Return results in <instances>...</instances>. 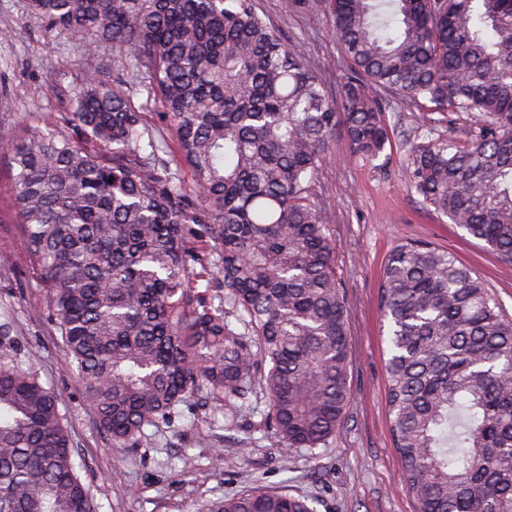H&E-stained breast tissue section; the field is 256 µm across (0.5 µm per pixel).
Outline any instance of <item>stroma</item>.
Segmentation results:
<instances>
[{"mask_svg":"<svg viewBox=\"0 0 512 512\" xmlns=\"http://www.w3.org/2000/svg\"><path fill=\"white\" fill-rule=\"evenodd\" d=\"M261 12L286 40L299 42L328 94L338 96L350 74L324 0H258ZM111 80L112 48L85 56L79 39L50 36L29 0H0V134L56 127L63 101L87 73ZM389 141L383 160L351 159L336 130L331 156L313 191L326 209L336 242V267L349 308L351 394L344 424L324 448L310 454L283 446L264 422L267 400L214 417L211 406L187 403L181 417L150 429L135 448H116L100 430L81 382L59 348L47 291L25 258L20 218L11 203L13 171L0 154V251L15 262L0 265V321L13 325L31 363L66 411L75 459L98 512H197L209 500L254 490L302 494L319 512H417L402 477L386 399L385 344L378 287L384 262L400 239H423L447 249L480 277L512 316V267L446 217L427 209L404 185L406 138L464 143L480 114L445 118L421 104L380 90Z\"/></svg>","mask_w":512,"mask_h":512,"instance_id":"35a3bbf8","label":"stroma"}]
</instances>
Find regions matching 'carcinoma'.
Masks as SVG:
<instances>
[{
  "mask_svg": "<svg viewBox=\"0 0 512 512\" xmlns=\"http://www.w3.org/2000/svg\"><path fill=\"white\" fill-rule=\"evenodd\" d=\"M46 31L117 52L57 130L3 136L25 250L68 368L115 448L188 399L256 389L279 442L310 453L350 397L349 311L326 209L310 200L336 127L389 140L376 91L484 123L409 143L407 188L512 265V0H328L353 65L339 98L256 0H31ZM147 79L176 151L132 106ZM190 177H185L182 165ZM391 431L418 512H512V318L471 270L400 239L379 286ZM266 361L268 371L258 364ZM0 512H96L67 416L0 324ZM198 512H316L254 492Z\"/></svg>",
  "mask_w": 512,
  "mask_h": 512,
  "instance_id": "1",
  "label": "carcinoma"
}]
</instances>
